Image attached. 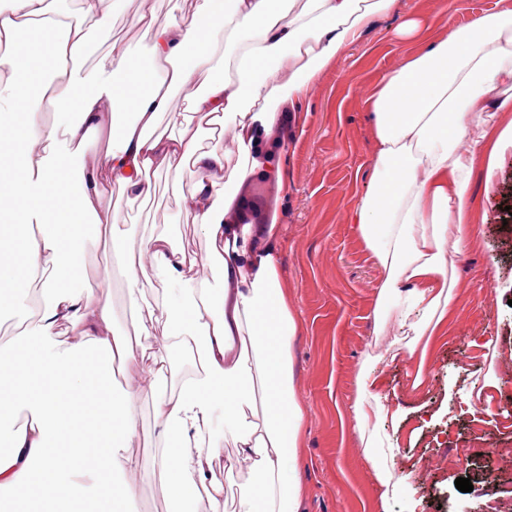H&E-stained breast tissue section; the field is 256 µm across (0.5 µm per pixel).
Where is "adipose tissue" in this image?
<instances>
[{
	"instance_id": "1",
	"label": "adipose tissue",
	"mask_w": 512,
	"mask_h": 512,
	"mask_svg": "<svg viewBox=\"0 0 512 512\" xmlns=\"http://www.w3.org/2000/svg\"><path fill=\"white\" fill-rule=\"evenodd\" d=\"M392 2L194 0L187 21L138 16L146 58L113 40L86 73L79 62L90 33L108 35L112 0H78L75 23L50 0H9L0 9V313L16 312L32 285L42 290L36 321L0 341V491H10L12 512L38 503L125 512L133 497L127 475L138 467L128 450L140 390L113 383V362L138 372L157 337L154 378L172 371L171 355L193 360L172 389H148L160 432L152 468L170 512H218L223 486L213 464L229 446L250 463L234 512H301L304 410L291 359L298 323L281 285L278 233L229 223L219 184L256 168L283 181V159L264 139L276 105L300 99ZM224 57L237 60L234 78L218 68ZM502 85H512V6L449 25L370 93L372 186L352 221L385 272L377 321L395 313L418 338L446 321L455 286L448 249L478 230L473 169L483 164L484 191L493 193L512 150V122L499 123L491 99ZM176 89L188 102L177 114ZM47 111L57 121L43 123ZM168 116L177 132L161 129ZM229 127L244 163L228 175ZM105 131L111 147L87 158L85 144ZM151 170L171 176L205 250L190 256L165 233L141 241L126 286L148 284L156 295L128 316L139 338L132 345L117 335L111 303L81 278L88 238L122 237L119 212L101 208L105 183L145 200ZM375 366L368 359L360 368L353 413L373 478L393 494L400 481L376 450L384 445L379 429L398 413L374 395Z\"/></svg>"
}]
</instances>
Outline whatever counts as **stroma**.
I'll use <instances>...</instances> for the list:
<instances>
[{"instance_id":"35a3bbf8","label":"stroma","mask_w":512,"mask_h":512,"mask_svg":"<svg viewBox=\"0 0 512 512\" xmlns=\"http://www.w3.org/2000/svg\"><path fill=\"white\" fill-rule=\"evenodd\" d=\"M499 0H395L376 17L362 40L332 59L300 102H281L288 115L287 188L251 171L231 198L258 203L282 244V286L298 314L292 363L305 422L299 453L307 489L303 512H488L490 492L512 482V153L498 187L485 195L481 170L470 192L479 232L454 256V313L444 333L433 337L425 364L407 353L395 320L377 327L372 312L383 272L361 242L351 215L370 188L374 119L367 97L381 75L442 37L449 23L465 24ZM171 0H116L113 38L139 55L146 43L137 15L169 16ZM418 18L425 26L409 40L397 27ZM148 201L130 202L106 187L103 206L119 210L127 237L120 247L89 244L84 279L107 280L117 332H124L131 305L152 298L151 289L130 292L119 251L138 250L142 238L165 231L202 252L197 224L180 214L165 175H151ZM381 356L376 392L406 409L384 429L395 447L386 462L405 476L401 493L383 499L372 476L353 406L358 371L367 357ZM422 385H415V378ZM471 479L460 492L456 478ZM129 512H169L170 504L149 470L135 473Z\"/></svg>"}]
</instances>
